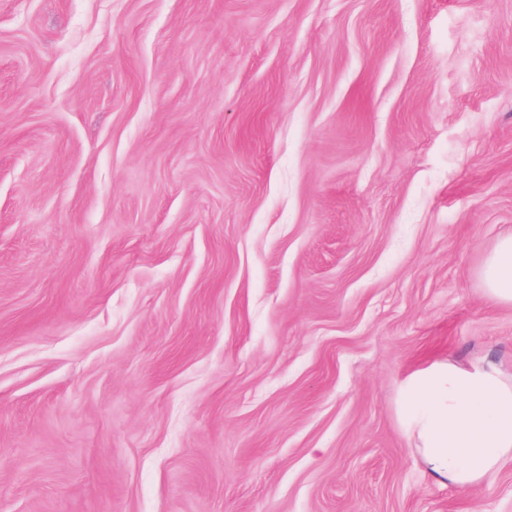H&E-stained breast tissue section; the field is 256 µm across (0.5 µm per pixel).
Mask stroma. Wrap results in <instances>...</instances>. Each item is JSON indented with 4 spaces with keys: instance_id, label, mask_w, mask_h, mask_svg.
Segmentation results:
<instances>
[{
    "instance_id": "1",
    "label": "stroma",
    "mask_w": 512,
    "mask_h": 512,
    "mask_svg": "<svg viewBox=\"0 0 512 512\" xmlns=\"http://www.w3.org/2000/svg\"><path fill=\"white\" fill-rule=\"evenodd\" d=\"M511 231L512 0H0V512H512L398 413Z\"/></svg>"
}]
</instances>
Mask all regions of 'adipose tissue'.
Instances as JSON below:
<instances>
[{
	"instance_id": "obj_1",
	"label": "adipose tissue",
	"mask_w": 512,
	"mask_h": 512,
	"mask_svg": "<svg viewBox=\"0 0 512 512\" xmlns=\"http://www.w3.org/2000/svg\"><path fill=\"white\" fill-rule=\"evenodd\" d=\"M486 296L512 305V233L480 269ZM400 415L425 474L468 490L512 461V375L478 360L438 362L414 372Z\"/></svg>"
}]
</instances>
